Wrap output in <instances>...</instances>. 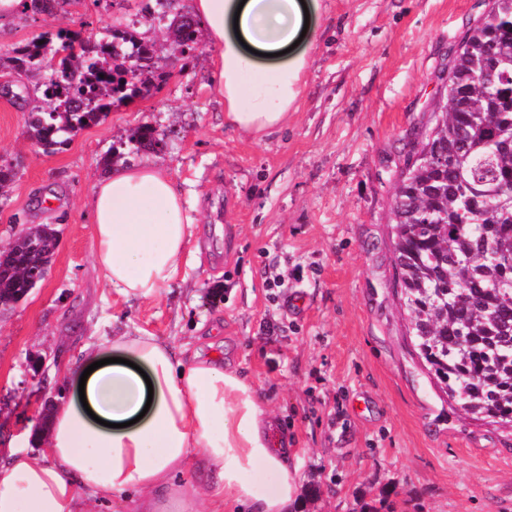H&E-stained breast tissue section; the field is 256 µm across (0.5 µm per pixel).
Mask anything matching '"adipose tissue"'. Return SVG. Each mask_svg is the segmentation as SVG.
Returning <instances> with one entry per match:
<instances>
[{
  "label": "adipose tissue",
  "mask_w": 512,
  "mask_h": 512,
  "mask_svg": "<svg viewBox=\"0 0 512 512\" xmlns=\"http://www.w3.org/2000/svg\"><path fill=\"white\" fill-rule=\"evenodd\" d=\"M192 10L218 52L225 124L260 141L279 133L304 94L322 0H192ZM90 215L106 285L127 300L170 287L193 224L166 173L109 169ZM59 375L85 390L54 408L44 459L19 448L0 458V512H94L109 499L139 512H288L294 502L274 420L223 359L125 332L84 343ZM189 471L204 493L179 481Z\"/></svg>",
  "instance_id": "ef3b65f1"
}]
</instances>
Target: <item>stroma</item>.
<instances>
[{
  "label": "stroma",
  "instance_id": "obj_1",
  "mask_svg": "<svg viewBox=\"0 0 512 512\" xmlns=\"http://www.w3.org/2000/svg\"><path fill=\"white\" fill-rule=\"evenodd\" d=\"M147 0H68L52 15L0 19V48L44 31L96 38ZM482 0H323L306 89L284 130L263 141L229 128L212 83L216 53L156 40L169 77L47 152L24 132L38 75L0 67V160L16 177L0 202V247L50 224L46 278L0 311V448L35 457L51 407L36 405L30 362L58 365L82 343L145 330L213 345L252 378L280 419L294 512H512V430L449 406L406 334L388 239L396 169L429 115ZM165 146L135 164L167 172L194 221L192 255L170 288L125 300L98 280L88 218L102 159L137 126ZM56 203L46 206L45 196Z\"/></svg>",
  "mask_w": 512,
  "mask_h": 512
}]
</instances>
